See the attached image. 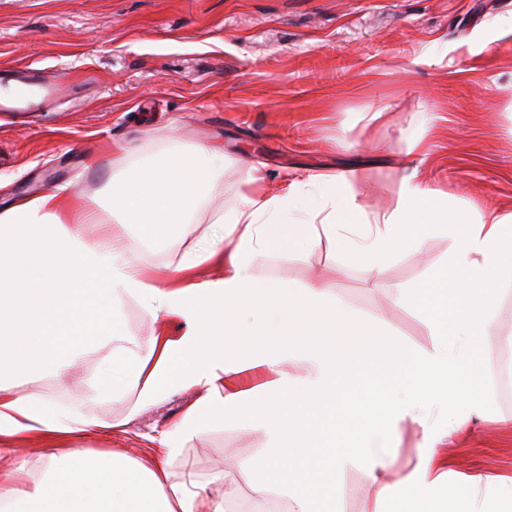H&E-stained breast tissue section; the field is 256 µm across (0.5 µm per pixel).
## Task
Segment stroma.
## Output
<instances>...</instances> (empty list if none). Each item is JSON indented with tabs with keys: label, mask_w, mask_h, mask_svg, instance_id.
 <instances>
[{
	"label": "stroma",
	"mask_w": 512,
	"mask_h": 512,
	"mask_svg": "<svg viewBox=\"0 0 512 512\" xmlns=\"http://www.w3.org/2000/svg\"><path fill=\"white\" fill-rule=\"evenodd\" d=\"M512 0H0V70L36 68L55 86L38 112L0 113V203L63 188L74 212L101 197L118 146L150 154L174 145H215L232 163L200 212L239 200L246 166H260L268 189L308 174L355 168L373 208H392L403 170L418 168L456 206L512 208ZM384 109L368 123L361 115ZM427 239L401 252L374 277L363 263L321 244L259 264L267 280L305 283L343 265L342 301L367 322L384 319L394 346L426 345L421 316L396 303L447 253ZM487 362L512 348V286L501 291ZM124 322L140 341L177 336L176 317L152 320L128 303ZM102 351L78 353L64 376L44 374L46 399L104 418L125 400L93 396ZM174 395L135 417L125 432L74 437L69 447L118 449L156 457L158 439L193 402ZM495 409L449 437L444 450L460 474L512 476V395L494 389ZM259 435L239 417L214 421L182 452L188 469L224 491L213 475L251 458ZM48 447L32 437L0 450V468L34 490L36 458Z\"/></svg>",
	"instance_id": "1"
}]
</instances>
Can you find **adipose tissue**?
I'll return each instance as SVG.
<instances>
[{
  "mask_svg": "<svg viewBox=\"0 0 512 512\" xmlns=\"http://www.w3.org/2000/svg\"><path fill=\"white\" fill-rule=\"evenodd\" d=\"M225 165L222 149L199 144L119 158L104 188L107 210L113 223L138 227L147 243L156 242V225H179L173 242L183 244L200 206L223 182ZM360 180L354 168L318 172L270 194L262 170L248 166L238 205L212 214L208 232L168 265L160 285L131 249L105 235L90 237L98 212L89 207L72 219L59 190L1 207L0 443L120 432L176 391L193 389L198 397L162 433L160 461L61 448L43 461L32 494L1 469L0 512H228L244 493L251 512L284 505L289 512H337L350 467L368 474L365 512H437L441 494L454 501V512H485L484 492L512 503V476L456 473L438 451L493 409L479 344L490 340L499 293L512 285V210L453 207L446 191L414 170L402 175L395 207L381 211L362 199ZM18 228L39 234L22 257L9 239ZM430 237L447 240L445 259L413 286H396L395 299L419 309L432 343L399 359L369 353V325L342 302L333 272L296 287L255 274L261 260L307 255L324 240L345 257L367 260L377 274L394 249L412 251ZM213 263L223 265V275L196 280L198 268ZM249 286L272 294V302L227 311L224 333L272 343L230 355L207 343L195 302L230 299ZM298 298L323 318L286 315ZM131 301L154 319L180 317L183 333L141 343L122 322ZM101 343L109 352L94 391L126 398L125 417L107 420L45 401L41 376ZM18 374L28 384L23 395L12 390ZM235 407L263 444L256 457L225 469L224 493L215 498L208 483L174 466L207 422ZM409 422L421 427L425 444L413 467L400 468V432Z\"/></svg>",
  "mask_w": 512,
  "mask_h": 512,
  "instance_id": "adipose-tissue-1",
  "label": "adipose tissue"
}]
</instances>
